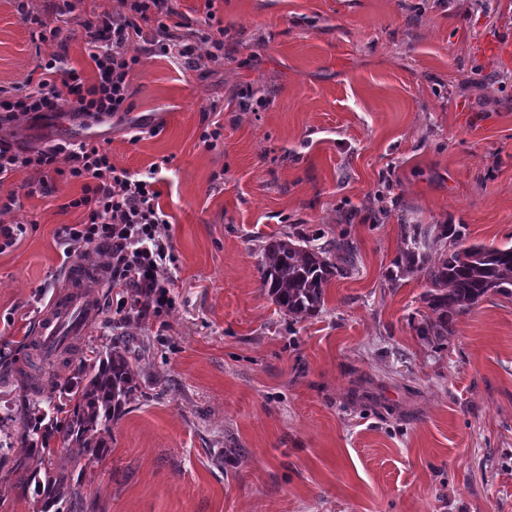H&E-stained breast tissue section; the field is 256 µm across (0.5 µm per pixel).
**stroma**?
I'll list each match as a JSON object with an SVG mask.
<instances>
[{
	"label": "stroma",
	"instance_id": "35a3bbf8",
	"mask_svg": "<svg viewBox=\"0 0 512 512\" xmlns=\"http://www.w3.org/2000/svg\"><path fill=\"white\" fill-rule=\"evenodd\" d=\"M57 20L67 62L95 73L82 24ZM224 62L200 73L142 56L130 110L16 126L40 147L86 140L130 174L157 167L173 246L171 313L127 324L117 289L78 350L147 346L139 392L97 463L61 453L98 512H512V297L421 339L427 280L390 281L402 224H459L512 245V0H218ZM0 0V85L37 62ZM264 101L240 110L242 92ZM223 127L215 147L201 135ZM7 181L26 232L0 253V358L31 350L67 265L58 231L82 184ZM346 238L357 269L292 322L264 290L268 237ZM233 456L216 463L218 449Z\"/></svg>",
	"mask_w": 512,
	"mask_h": 512
}]
</instances>
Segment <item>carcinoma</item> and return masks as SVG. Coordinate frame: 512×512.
<instances>
[{
	"label": "carcinoma",
	"mask_w": 512,
	"mask_h": 512,
	"mask_svg": "<svg viewBox=\"0 0 512 512\" xmlns=\"http://www.w3.org/2000/svg\"><path fill=\"white\" fill-rule=\"evenodd\" d=\"M461 230L454 224L402 225L403 248L394 261L405 277L424 273L429 286L422 300L429 313L423 316L418 333L442 341L452 333L454 316L471 309L490 293L512 297V246L488 247L471 244L457 248ZM322 235L292 232L269 239L263 247L262 285L273 302L298 322L321 313L325 288L334 276L348 275L355 267L354 246L344 239L318 243ZM452 241L453 249L435 261L429 251L440 240ZM136 349L125 337L106 346L96 356L69 358L63 394L66 402L38 398L42 390L58 388L60 373L55 362L42 354H29L16 369L25 396L23 451L13 454L11 442L0 440V469L11 464L15 487L24 497L33 496L39 512H84L81 478L57 469L50 441L59 438L70 455L97 462L107 452L102 434L110 431L121 409L135 398L138 386L131 363ZM73 403L66 409V403ZM65 417L58 418V415Z\"/></svg>",
	"instance_id": "cac0c4a2"
}]
</instances>
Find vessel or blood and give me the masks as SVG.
<instances>
[{"label": "vessel or blood", "instance_id": "1", "mask_svg": "<svg viewBox=\"0 0 512 512\" xmlns=\"http://www.w3.org/2000/svg\"><path fill=\"white\" fill-rule=\"evenodd\" d=\"M98 273L88 263L76 262L66 279V290L57 295L43 313L34 336L47 354H55L61 341L86 335L98 316L99 304L91 289Z\"/></svg>", "mask_w": 512, "mask_h": 512}]
</instances>
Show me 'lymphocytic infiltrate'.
<instances>
[{"mask_svg": "<svg viewBox=\"0 0 512 512\" xmlns=\"http://www.w3.org/2000/svg\"><path fill=\"white\" fill-rule=\"evenodd\" d=\"M78 2L45 0L39 11L33 0H17L19 14L37 25L38 40L52 50L40 56L38 77L0 87V186L19 173L29 174L31 183L42 188L54 173L81 181L82 194L70 205L85 209L87 220L61 229L64 256L101 246V265L110 272L113 286L126 290L131 308L158 314L173 307L166 265L172 244L152 181L116 167L97 144L60 140L31 148L16 140L9 128L65 106L98 122L113 118L126 109L130 73L142 56L158 51L185 68L201 70L223 60L224 28L216 17V0H205L207 28L191 40L167 23L174 13L173 0H113L83 25L95 70V81L89 84L76 68L66 67L67 43L47 19L61 7L74 12Z\"/></svg>", "mask_w": 512, "mask_h": 512, "instance_id": "obj_1", "label": "lymphocytic infiltrate"}]
</instances>
